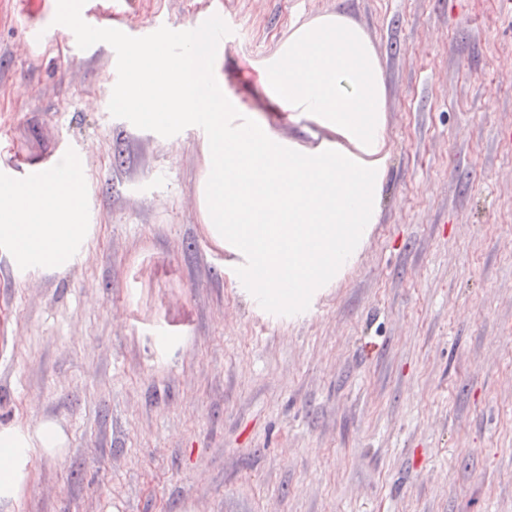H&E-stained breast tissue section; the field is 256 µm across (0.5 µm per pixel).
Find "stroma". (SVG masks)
Masks as SVG:
<instances>
[{
	"instance_id": "1",
	"label": "stroma",
	"mask_w": 512,
	"mask_h": 512,
	"mask_svg": "<svg viewBox=\"0 0 512 512\" xmlns=\"http://www.w3.org/2000/svg\"><path fill=\"white\" fill-rule=\"evenodd\" d=\"M69 0H0V165L69 150L94 224L61 274L0 256V424L54 420L0 512H512V0H131L128 23L221 18L217 71L277 118L258 66L292 20L373 44L390 157L350 266L292 310L254 306L204 235V125L128 117L107 38ZM50 28L37 46L28 28ZM76 6L79 22L70 29L68 36L76 46H80L95 41L103 25L98 18L95 21L89 18L84 1L77 2Z\"/></svg>"
}]
</instances>
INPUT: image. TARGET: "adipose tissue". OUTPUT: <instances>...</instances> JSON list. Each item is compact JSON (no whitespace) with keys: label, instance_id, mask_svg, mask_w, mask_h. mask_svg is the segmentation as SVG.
<instances>
[{"label":"adipose tissue","instance_id":"adipose-tissue-1","mask_svg":"<svg viewBox=\"0 0 512 512\" xmlns=\"http://www.w3.org/2000/svg\"><path fill=\"white\" fill-rule=\"evenodd\" d=\"M186 38L189 52L178 59L161 43L134 51L116 104L157 103L159 121L168 126L191 130L205 123L207 237L237 255L242 276L258 278L270 299L284 302L289 285L296 296L307 295L353 262L376 218L390 145L375 50L364 31L337 12L291 23L258 72L273 111L334 135L301 150L268 123L230 122L241 106L215 74L217 44L198 30ZM93 233L77 181L62 184L50 175L22 197L0 190V252L17 277L67 271L85 255ZM65 442L64 431L48 419L0 426V498H17L31 449Z\"/></svg>","mask_w":512,"mask_h":512}]
</instances>
